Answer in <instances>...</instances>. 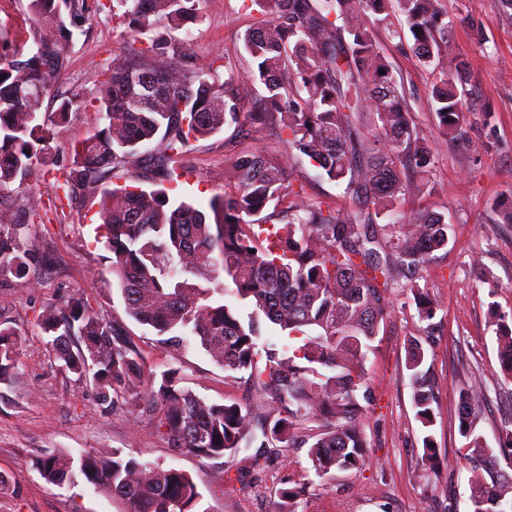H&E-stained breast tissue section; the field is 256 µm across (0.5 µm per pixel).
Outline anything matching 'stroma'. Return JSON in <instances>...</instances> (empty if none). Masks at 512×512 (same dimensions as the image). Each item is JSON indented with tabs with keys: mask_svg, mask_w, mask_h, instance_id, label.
I'll return each mask as SVG.
<instances>
[{
	"mask_svg": "<svg viewBox=\"0 0 512 512\" xmlns=\"http://www.w3.org/2000/svg\"><path fill=\"white\" fill-rule=\"evenodd\" d=\"M29 0H0V40L33 45L39 36ZM87 20L68 45L67 65L56 81L58 100H80V108L56 129L53 162L35 180L14 182L12 201L28 196L40 202L28 232L43 245L32 262V280L0 277V320L22 338L17 367L0 385V475L9 488L0 492V512H122L120 500L99 492L83 477L61 485L46 483L37 460L54 450L72 453L117 449L123 457L159 462L186 471L201 498L197 512H277L279 490L305 484L297 512H471L468 471L473 461L459 432V392L477 385L482 398L475 431L494 449L504 429H512V378L502 374L490 309L512 312V224L494 202L512 199V18L501 0H441L452 15L471 14L487 38L479 47L474 30L456 23L450 37L468 60L472 74L467 96L468 133L463 144L445 142L427 101L440 73L422 65L389 29H380L378 46L406 92L412 118L430 135L436 154L429 195L409 194L399 207L447 212L452 226L447 255L427 263L418 280L441 304L438 322L424 349L435 379V441L442 464L421 460L422 435L412 406L405 369L407 341L424 327L406 294L393 306L366 362L374 402L365 420L368 465L358 471L318 477L310 472L307 451L285 448L254 466L255 448L219 459L169 448L156 419L141 408L102 411L94 391L76 382L50 356L39 326L42 311L74 291H84L92 308L114 324L136 347L145 371L177 369L181 387L214 404L249 397L233 378L196 343L178 349L161 343L150 327L126 312L108 272L110 252L97 232L93 208H71L63 196V174L76 145L102 122L96 97L111 73L112 60L132 53L134 43L117 0H86ZM196 17L176 37H188V65L208 66L214 57L242 66L241 37L260 20L242 0H196ZM258 143L277 149L270 131L240 123L194 142L186 172L168 193L176 200L206 204L222 191L224 166L240 150Z\"/></svg>",
	"mask_w": 512,
	"mask_h": 512,
	"instance_id": "35a3bbf8",
	"label": "stroma"
}]
</instances>
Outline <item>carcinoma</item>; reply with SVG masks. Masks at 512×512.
<instances>
[{"instance_id": "cac0c4a2", "label": "carcinoma", "mask_w": 512, "mask_h": 512, "mask_svg": "<svg viewBox=\"0 0 512 512\" xmlns=\"http://www.w3.org/2000/svg\"><path fill=\"white\" fill-rule=\"evenodd\" d=\"M138 60L112 61L96 102L103 126L74 150L63 174L70 203L98 205L109 273L128 314L173 348L196 339L224 370L244 377L263 403L210 404L178 386V372L146 380L134 345L93 311L82 292L45 309L40 324L61 368L93 387L111 411L140 402L160 406L157 430L170 447L221 458L255 442L309 446L317 476L359 470L368 462L363 431L369 402L366 361L392 305V291L412 295L432 333L438 300L417 283L434 253L447 251L448 217L427 207L398 213L402 197L428 192L434 151L414 125L376 30L403 17L393 36L410 34L420 62L442 75L429 90L443 136L466 130L468 72L450 39L454 18L439 0H243L265 14L242 38L246 68L192 69L189 43L158 29L164 19L180 29L193 19L194 0H118ZM39 38L28 52L0 54V277L28 278L40 243L28 236L34 197L17 205L4 197L48 165L55 128L76 101L41 111L65 68L71 28L86 20V0H29ZM261 93L243 112V92ZM272 128L281 157L262 146L242 150L224 167V191L203 210L170 198L192 143L241 117ZM369 117L376 134L364 132ZM308 159L319 177L342 189L345 207L313 203L293 185L290 161ZM149 174L159 188L112 186L130 170ZM388 223L379 224L377 219ZM224 272L231 286L218 280ZM231 293L251 308L248 320L224 303ZM498 359L512 375V313L492 310ZM297 341L278 351L259 349L261 321ZM423 337L408 339L406 370L412 406L422 429L423 460L439 464L432 428L434 387ZM21 344L0 321V383L11 380ZM480 389L459 392V430L477 461L494 457L475 434L472 406ZM41 476L61 484L75 474L124 504L123 512H192L200 498L185 472L125 460L117 450L54 451L38 461ZM472 512H512V476L482 466L468 476ZM298 488L279 491L280 512H295Z\"/></svg>"}]
</instances>
